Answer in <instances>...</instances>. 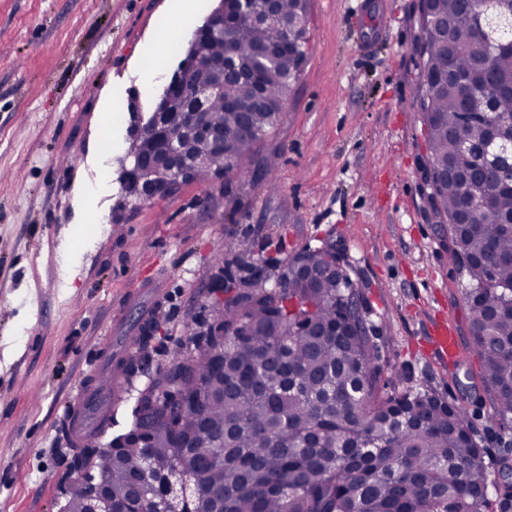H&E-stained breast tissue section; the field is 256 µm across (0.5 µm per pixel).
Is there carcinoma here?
<instances>
[{
    "mask_svg": "<svg viewBox=\"0 0 512 512\" xmlns=\"http://www.w3.org/2000/svg\"><path fill=\"white\" fill-rule=\"evenodd\" d=\"M485 0H419L412 53L421 129L434 166L470 172L466 186L441 175L432 190L448 216V261L467 279L472 353L490 398L489 419L512 423V315H490L512 301V191L483 171L481 114H512V29L499 31L501 47L483 63L478 37ZM281 22L256 27L239 16L212 43L235 53L238 72L214 64L184 76V89L169 96L177 116L174 142L196 150V124L224 132L231 160L193 171L204 180L215 170L241 173L255 144L277 123L281 104L297 82L307 36L252 78L254 51L282 41L307 0H278ZM222 87L192 121L190 94L198 81ZM155 130L131 128L129 154L155 141ZM244 275L224 285L215 311L224 335L206 344L191 336L136 398L133 415L150 423L149 447L132 443L108 453L85 436L84 469L97 472L123 512L142 460L176 459L196 476L191 512H512V482L489 480L488 449L477 441L465 409L428 385L387 389L391 361L368 322V308L343 249L328 242L307 246L276 272L249 261L228 241ZM336 265L312 284L297 262ZM184 404L169 409L171 385ZM88 488L69 483L67 512H82Z\"/></svg>",
    "mask_w": 512,
    "mask_h": 512,
    "instance_id": "obj_1",
    "label": "carcinoma"
}]
</instances>
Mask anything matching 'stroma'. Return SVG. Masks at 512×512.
I'll return each instance as SVG.
<instances>
[{"label": "stroma", "mask_w": 512, "mask_h": 512, "mask_svg": "<svg viewBox=\"0 0 512 512\" xmlns=\"http://www.w3.org/2000/svg\"><path fill=\"white\" fill-rule=\"evenodd\" d=\"M417 4L308 0L300 77L248 170L134 205L121 189L128 131L215 0L186 23L172 0H0V512H59L79 470L58 434L85 357L111 328L138 336L125 298L162 276V330L119 379L97 442L129 429L139 389L212 324L209 286L229 239L271 262L343 246L391 384L461 404L491 456L512 458V429L488 421L463 278L423 207ZM445 327L459 358L433 349Z\"/></svg>", "instance_id": "stroma-1"}]
</instances>
